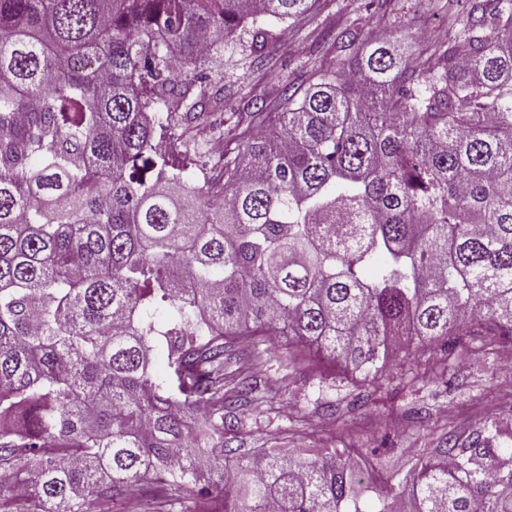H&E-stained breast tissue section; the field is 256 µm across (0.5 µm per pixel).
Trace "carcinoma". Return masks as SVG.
<instances>
[{
    "instance_id": "obj_1",
    "label": "carcinoma",
    "mask_w": 512,
    "mask_h": 512,
    "mask_svg": "<svg viewBox=\"0 0 512 512\" xmlns=\"http://www.w3.org/2000/svg\"><path fill=\"white\" fill-rule=\"evenodd\" d=\"M311 7L0 0V508L112 512L161 485L200 512H512L496 420L374 499L335 448L231 447L265 336L366 378L396 336L443 341V376L512 341V0L287 81L279 112L251 99L198 163L226 99L211 52ZM251 37L263 57L273 36Z\"/></svg>"
}]
</instances>
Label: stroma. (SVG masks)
<instances>
[{
	"label": "stroma",
	"instance_id": "stroma-1",
	"mask_svg": "<svg viewBox=\"0 0 512 512\" xmlns=\"http://www.w3.org/2000/svg\"><path fill=\"white\" fill-rule=\"evenodd\" d=\"M365 0H317L298 21L265 18L275 35L263 65H255L250 35L233 36L214 55L212 70L223 72L225 92L236 111L250 99L274 100L282 81H303L319 68L335 67V54L325 52L320 34L352 30L358 47H366L402 25L413 31H458L463 16L457 6L443 9L423 0H398L395 11L372 15ZM439 347L419 341L403 343L396 362L377 386L362 376L346 375L313 360L297 364L282 380L276 362L256 377V399L237 431L241 454L259 448H338L356 454L364 448L385 450L390 465L416 455H429L447 432L468 436L494 417L512 410V376L501 371L498 355H456L449 361L451 386L430 376ZM417 374L413 388L401 387V377Z\"/></svg>",
	"mask_w": 512,
	"mask_h": 512
}]
</instances>
